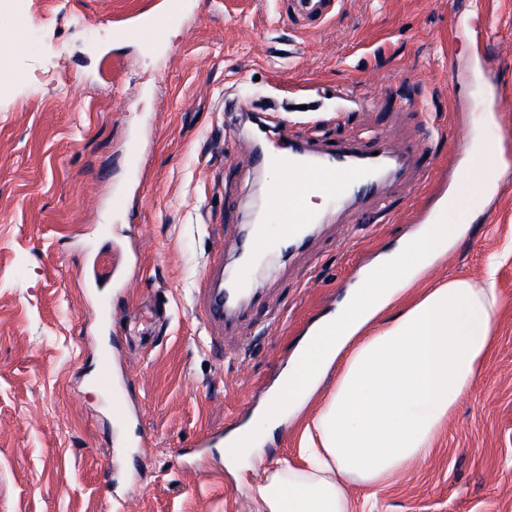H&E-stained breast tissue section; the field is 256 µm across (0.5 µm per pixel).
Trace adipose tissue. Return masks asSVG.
I'll return each instance as SVG.
<instances>
[{"label":"adipose tissue","instance_id":"obj_1","mask_svg":"<svg viewBox=\"0 0 512 512\" xmlns=\"http://www.w3.org/2000/svg\"><path fill=\"white\" fill-rule=\"evenodd\" d=\"M488 181L465 176L461 196L368 267L342 308L323 317L292 355L288 391L272 407L302 410L335 373L329 399L301 440L309 470L283 466L258 486V512H347L342 476L383 483L426 455L442 421L479 379L494 341L493 281L452 279L394 305L465 234Z\"/></svg>","mask_w":512,"mask_h":512}]
</instances>
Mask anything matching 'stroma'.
Segmentation results:
<instances>
[{
  "label": "stroma",
  "mask_w": 512,
  "mask_h": 512,
  "mask_svg": "<svg viewBox=\"0 0 512 512\" xmlns=\"http://www.w3.org/2000/svg\"><path fill=\"white\" fill-rule=\"evenodd\" d=\"M176 2L163 38L135 33ZM486 2L480 15L471 0H343L303 30L287 0H0V512H255L257 485L302 467L308 416L335 374L250 468L220 448L193 464L180 451L249 425L313 323L437 214L474 145L497 143L483 95L489 81L512 88V0ZM259 133L272 150L292 136L372 152L432 141L387 181L390 221L366 225L376 199L343 201L303 249L251 269L263 295L225 326L218 354L197 290L216 249L234 266L272 183L251 164ZM488 205L493 221L475 214L424 274L480 285L494 270L481 376L427 455L379 486L344 479L349 512H512V187ZM270 299L283 306L274 324ZM156 307L166 324L125 334L129 315L146 324ZM113 336L109 403L91 371Z\"/></svg>",
  "instance_id": "obj_1"
}]
</instances>
